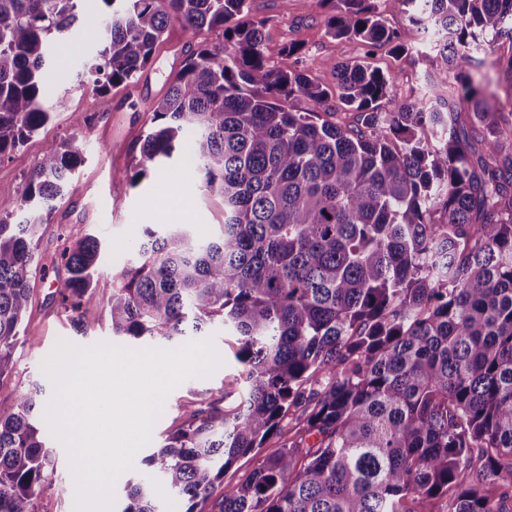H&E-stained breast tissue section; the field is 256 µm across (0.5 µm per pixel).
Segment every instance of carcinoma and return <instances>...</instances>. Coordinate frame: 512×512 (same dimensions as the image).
I'll return each instance as SVG.
<instances>
[{
  "instance_id": "1",
  "label": "carcinoma",
  "mask_w": 512,
  "mask_h": 512,
  "mask_svg": "<svg viewBox=\"0 0 512 512\" xmlns=\"http://www.w3.org/2000/svg\"><path fill=\"white\" fill-rule=\"evenodd\" d=\"M80 2L0 0V159L64 107L42 74ZM122 2L87 32L101 106L138 80L169 23L221 33L171 77L125 177L135 186L189 155L224 224L214 239L148 225L113 280L112 335L172 342L222 324L242 370L145 458L157 480L129 486L119 512H161L168 496L195 512L288 415L297 437L224 491L219 512H512V55H496L512 44V0H390L426 34L435 72L407 100L394 72L335 65L349 121L321 111L322 84L270 65L249 0ZM335 2L329 36L412 52L371 0ZM488 65L508 84L505 104L485 98ZM298 94L309 110L293 109ZM83 161L76 137L49 144L22 187V218L0 215V377L39 228ZM99 251L86 235L62 254L80 327L98 317ZM40 411L36 389L0 417V512H31L52 483Z\"/></svg>"
}]
</instances>
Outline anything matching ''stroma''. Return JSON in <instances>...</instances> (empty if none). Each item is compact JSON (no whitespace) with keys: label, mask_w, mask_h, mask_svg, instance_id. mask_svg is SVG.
<instances>
[{"label":"stroma","mask_w":512,"mask_h":512,"mask_svg":"<svg viewBox=\"0 0 512 512\" xmlns=\"http://www.w3.org/2000/svg\"><path fill=\"white\" fill-rule=\"evenodd\" d=\"M102 9L101 0H81L78 22L67 38L50 46L45 74L47 92L50 98L64 99V108L21 148L0 160V214L15 217L19 214L23 181L48 143L77 136L85 156L65 198L41 228L35 286L24 331L15 348V365L9 374L0 377V416L12 413L20 395L36 386L42 390V400L52 399L54 386L42 364L58 340L80 347L112 342L107 307L112 277L132 259L145 225L166 219L192 225L200 235L211 236L218 233L224 221L223 202L205 194L199 176L184 160L176 161L175 174L154 175L136 186L121 177L122 171L136 163V144L152 108L166 94L172 74L196 50L201 35L171 23L165 41L158 46L137 87L113 89L109 106L102 111L97 107L92 83L79 80L85 64L98 49L85 33L98 28ZM250 12L263 23L265 53L271 65L283 72L304 71L334 96L339 93L333 69L337 63L365 61L382 71L397 72L398 93L403 98L418 97L436 66L429 55L399 58L385 46L369 56L356 40L328 37L325 23L332 13L328 4L304 9L297 0H250ZM289 44L301 47V57L286 53ZM74 112L91 116L90 125L74 127L70 118ZM87 233L96 235L101 243L99 276L90 294L99 317L79 331L73 328L69 313L61 305L68 272L60 255L67 245ZM204 335L223 355L221 366L210 376L184 382L168 396L152 429L151 441L138 451V458L155 452L201 399L223 393L224 376L234 367L228 358L233 338L220 324L208 327ZM297 429L294 418H284L279 435L269 439L258 455L240 457L225 470L223 488L242 483L256 467L259 456L270 454L295 437ZM47 442L54 459L52 485L36 495L35 512H75L76 486L67 450L55 437H48Z\"/></svg>","instance_id":"1"}]
</instances>
